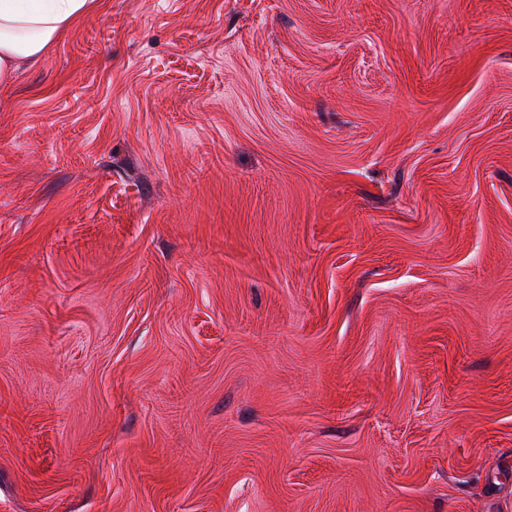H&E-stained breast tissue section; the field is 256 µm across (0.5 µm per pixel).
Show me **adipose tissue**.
<instances>
[{
  "instance_id": "obj_1",
  "label": "adipose tissue",
  "mask_w": 512,
  "mask_h": 512,
  "mask_svg": "<svg viewBox=\"0 0 512 512\" xmlns=\"http://www.w3.org/2000/svg\"><path fill=\"white\" fill-rule=\"evenodd\" d=\"M96 0H0V83L13 81L19 64L41 56Z\"/></svg>"
}]
</instances>
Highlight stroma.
Returning a JSON list of instances; mask_svg holds the SVG:
<instances>
[{
	"label": "stroma",
	"mask_w": 512,
	"mask_h": 512,
	"mask_svg": "<svg viewBox=\"0 0 512 512\" xmlns=\"http://www.w3.org/2000/svg\"><path fill=\"white\" fill-rule=\"evenodd\" d=\"M0 512H512V0H99L23 61Z\"/></svg>",
	"instance_id": "stroma-1"
}]
</instances>
